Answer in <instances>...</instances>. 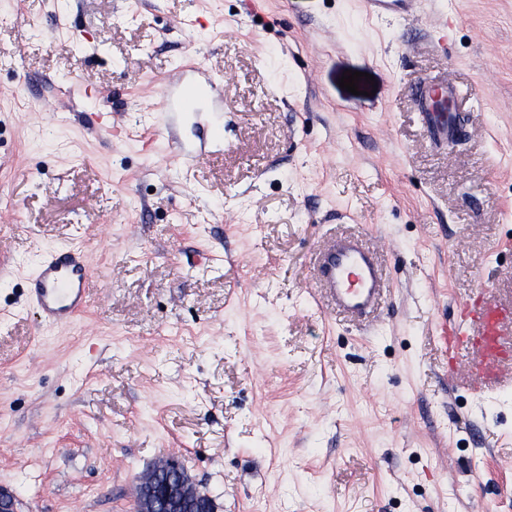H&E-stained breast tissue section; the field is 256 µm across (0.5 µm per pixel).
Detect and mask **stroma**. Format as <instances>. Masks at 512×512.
I'll return each instance as SVG.
<instances>
[{
  "instance_id": "1",
  "label": "stroma",
  "mask_w": 512,
  "mask_h": 512,
  "mask_svg": "<svg viewBox=\"0 0 512 512\" xmlns=\"http://www.w3.org/2000/svg\"><path fill=\"white\" fill-rule=\"evenodd\" d=\"M219 111H165L191 67ZM366 72L359 94L344 71ZM466 96L436 147L418 84ZM342 235L390 294L314 288ZM90 292L43 326L39 255ZM512 307V0H0V486L20 512H133L177 458L217 512H512V320L498 387L448 350ZM419 2L420 0H363L362 4L369 15L404 19L417 10ZM314 268V288H322L331 305L346 315L374 312L387 296L384 268L358 236L334 238L319 251Z\"/></svg>"
}]
</instances>
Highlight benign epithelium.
Masks as SVG:
<instances>
[{"label":"benign epithelium","instance_id":"obj_1","mask_svg":"<svg viewBox=\"0 0 512 512\" xmlns=\"http://www.w3.org/2000/svg\"><path fill=\"white\" fill-rule=\"evenodd\" d=\"M134 512H215V506L195 488L184 468L171 460L142 477Z\"/></svg>","mask_w":512,"mask_h":512}]
</instances>
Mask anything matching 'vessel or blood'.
<instances>
[{
  "mask_svg": "<svg viewBox=\"0 0 512 512\" xmlns=\"http://www.w3.org/2000/svg\"><path fill=\"white\" fill-rule=\"evenodd\" d=\"M420 0H362L367 14L377 17L406 18L413 14ZM212 78L203 83L183 85L179 92L162 88L161 95L170 105L186 112L198 109L200 98L207 91L217 90ZM462 94L452 81L425 80L419 89V109L434 143L444 144L457 139L460 114L439 111L440 102L461 100ZM316 287L338 311L350 316L374 312L387 296L386 274L376 253L361 238L345 235L334 238L320 250L315 259ZM33 302L46 323L57 325L71 321L84 308L88 278L81 247L73 246L43 254L31 274ZM504 309L487 301L468 309L464 323L472 327L482 340L483 359L476 382L479 388L496 383V362L502 347Z\"/></svg>",
  "mask_w": 512,
  "mask_h": 512,
  "instance_id": "1",
  "label": "vessel or blood"
}]
</instances>
